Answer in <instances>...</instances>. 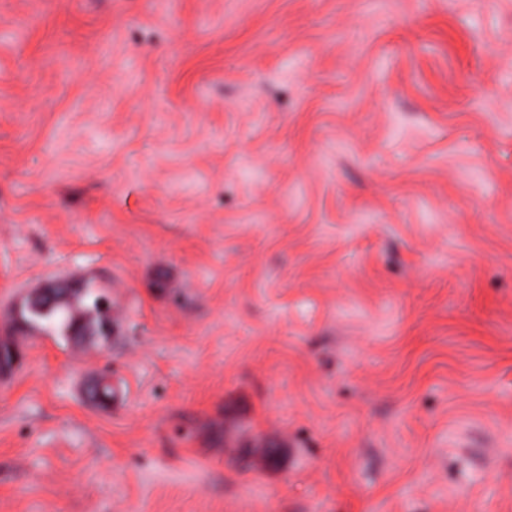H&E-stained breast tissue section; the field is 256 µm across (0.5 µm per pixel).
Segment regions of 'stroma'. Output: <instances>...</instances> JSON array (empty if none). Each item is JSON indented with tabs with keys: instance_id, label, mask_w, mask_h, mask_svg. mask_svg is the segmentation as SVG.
<instances>
[{
	"instance_id": "1",
	"label": "stroma",
	"mask_w": 512,
	"mask_h": 512,
	"mask_svg": "<svg viewBox=\"0 0 512 512\" xmlns=\"http://www.w3.org/2000/svg\"><path fill=\"white\" fill-rule=\"evenodd\" d=\"M0 343V512H512V0H0ZM99 295L88 286L83 287L82 291H76L72 294L61 295L56 303L54 310L46 317H29L31 324L43 327H52L59 332L75 336L101 335V329L107 322V317L98 304ZM91 299V303L86 300ZM46 322L47 324L41 323ZM78 327L81 332L76 335L70 334V331ZM112 335L111 326L103 329V336Z\"/></svg>"
}]
</instances>
